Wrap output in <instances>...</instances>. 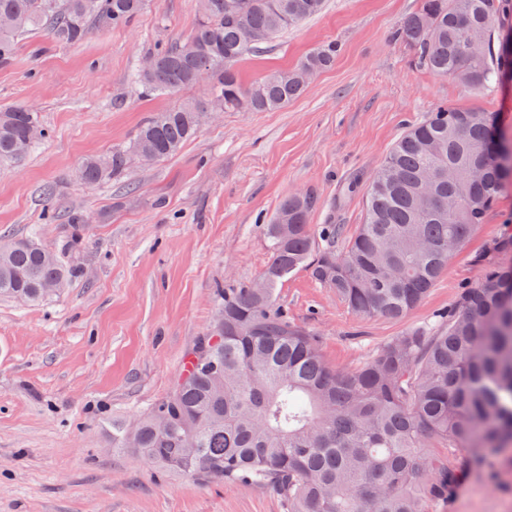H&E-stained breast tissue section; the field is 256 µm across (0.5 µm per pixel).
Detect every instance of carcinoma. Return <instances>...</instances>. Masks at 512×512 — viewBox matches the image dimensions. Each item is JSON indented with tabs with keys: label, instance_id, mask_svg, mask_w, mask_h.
<instances>
[{
	"label": "carcinoma",
	"instance_id": "1",
	"mask_svg": "<svg viewBox=\"0 0 512 512\" xmlns=\"http://www.w3.org/2000/svg\"><path fill=\"white\" fill-rule=\"evenodd\" d=\"M327 0H197V23L133 74L146 95L201 87L150 117L130 145L91 157L96 184L131 155H176L211 112H267L300 97L298 72L331 67L323 44L297 64L247 85L236 64L323 12ZM143 0H0V64L19 38L42 32L77 45L92 30L128 23ZM512 0H421L391 33L412 61L473 89L512 72L500 35ZM32 107L0 109V163L22 160L46 138ZM512 183V142L493 112L433 106L404 131L374 173L365 216L336 248L334 224H309L310 195H289L266 225L269 258L249 285L219 292L210 329L194 343L168 395L112 432L156 471L243 486L266 485L288 512H429L463 477L456 451L478 465L512 452V234L477 257L482 279L463 288L434 332L410 328L353 369L322 357L312 330L274 304L276 288L303 266L352 312L398 319L433 288L453 255ZM75 269L38 238L0 243V297L40 303L61 295ZM428 448L446 452L431 456Z\"/></svg>",
	"mask_w": 512,
	"mask_h": 512
}]
</instances>
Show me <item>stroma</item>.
<instances>
[{
    "mask_svg": "<svg viewBox=\"0 0 512 512\" xmlns=\"http://www.w3.org/2000/svg\"><path fill=\"white\" fill-rule=\"evenodd\" d=\"M419 0H328L316 18L239 64L244 81L289 68L333 41L341 50L306 91L270 112H224L172 158L96 185L83 161L128 146L139 125L180 99L132 83L141 59L184 38L195 0H145L124 27L65 46L19 39L0 65V107L26 103L50 130L18 163L0 164V242L39 236L67 251L73 214L89 218L73 259L81 270L44 305L0 298V512H287L262 486L157 472L112 446V429L163 400L186 353L209 329L218 289L257 280L268 262L263 226L302 191L310 221L354 233L370 180L405 128L445 103L496 112L512 139V80L473 92L411 65L389 34ZM512 233V189L401 319L355 314L308 269L276 291L290 321L313 330L333 366H358L406 329L436 330L476 261ZM433 512H512V454L467 468Z\"/></svg>",
    "mask_w": 512,
    "mask_h": 512,
    "instance_id": "obj_1",
    "label": "stroma"
}]
</instances>
